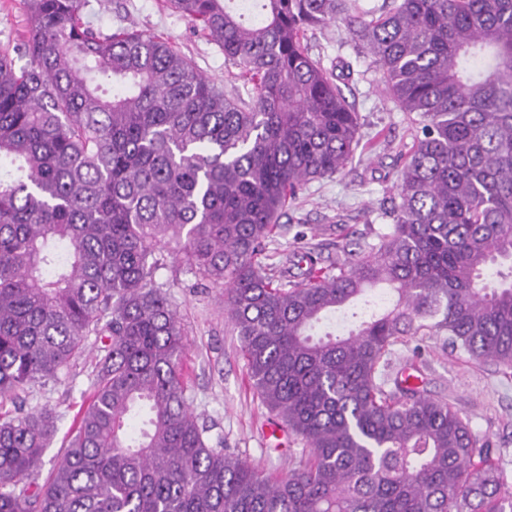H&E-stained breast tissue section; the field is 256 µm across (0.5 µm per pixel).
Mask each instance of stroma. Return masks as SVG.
<instances>
[{
  "instance_id": "1",
  "label": "stroma",
  "mask_w": 512,
  "mask_h": 512,
  "mask_svg": "<svg viewBox=\"0 0 512 512\" xmlns=\"http://www.w3.org/2000/svg\"><path fill=\"white\" fill-rule=\"evenodd\" d=\"M85 19L110 33L133 30L168 42L226 93L243 90L236 67L224 61L222 48L199 25L189 22L167 0H88ZM362 76L347 98L359 113L368 148L358 149L342 173L313 181L299 202L290 206L267 245L269 262L282 265L295 240L320 251L324 258L354 244L376 243L386 227L379 205L388 197L402 164L400 150L409 140L403 112L381 90L380 75L362 63ZM190 348L185 359V395L210 442H222L225 453L279 475L294 467L306 446L300 436L284 433L267 439L274 417L259 399L249 378L241 344L224 319L219 293L198 286L194 275L172 261L160 272ZM96 338L74 359L67 375L32 386L22 398L26 409H55L57 430L46 449L36 483H43L60 458L63 441L80 405L91 393V359ZM416 361L427 392L447 401L475 434L489 439L494 458L512 479V369L478 363L451 351L445 337L405 338L392 346L389 370Z\"/></svg>"
}]
</instances>
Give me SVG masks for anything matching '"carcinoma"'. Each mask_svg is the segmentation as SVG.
Segmentation results:
<instances>
[{"label":"carcinoma","mask_w":512,"mask_h":512,"mask_svg":"<svg viewBox=\"0 0 512 512\" xmlns=\"http://www.w3.org/2000/svg\"><path fill=\"white\" fill-rule=\"evenodd\" d=\"M251 84L224 94L161 39L104 34L83 0H25L0 54V512H512L492 448L390 348L435 331L512 369V0H169ZM345 28L413 143L378 243L327 265L266 263L286 207L361 140L343 87L361 55L312 57ZM176 254L221 290L262 403L309 448L272 477L210 445L182 383L187 337L158 272ZM298 272H292V269ZM364 301L345 336L322 320ZM105 336L93 394L39 485L54 409L20 391Z\"/></svg>","instance_id":"obj_1"}]
</instances>
